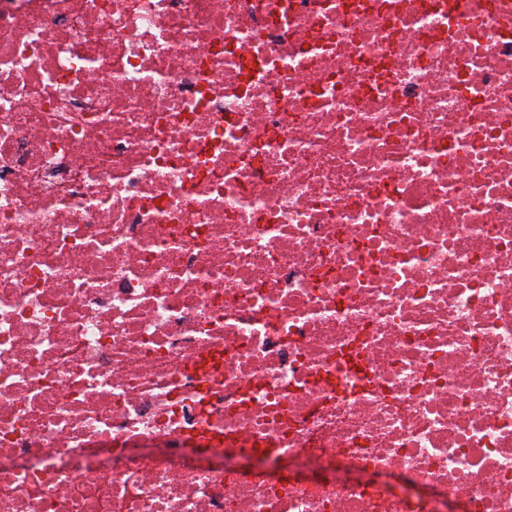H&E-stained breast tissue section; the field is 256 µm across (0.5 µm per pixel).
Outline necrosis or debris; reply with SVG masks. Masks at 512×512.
<instances>
[{"label":"necrosis or debris","instance_id":"obj_1","mask_svg":"<svg viewBox=\"0 0 512 512\" xmlns=\"http://www.w3.org/2000/svg\"><path fill=\"white\" fill-rule=\"evenodd\" d=\"M0 512H512V0H0Z\"/></svg>","mask_w":512,"mask_h":512}]
</instances>
